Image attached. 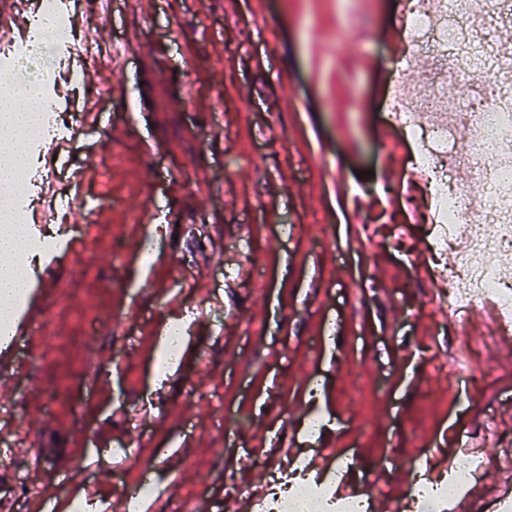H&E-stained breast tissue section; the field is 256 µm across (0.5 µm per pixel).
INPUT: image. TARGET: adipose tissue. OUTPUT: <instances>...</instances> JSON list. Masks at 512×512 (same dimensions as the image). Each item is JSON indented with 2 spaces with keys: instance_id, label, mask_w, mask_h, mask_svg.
I'll list each match as a JSON object with an SVG mask.
<instances>
[{
  "instance_id": "adipose-tissue-1",
  "label": "adipose tissue",
  "mask_w": 512,
  "mask_h": 512,
  "mask_svg": "<svg viewBox=\"0 0 512 512\" xmlns=\"http://www.w3.org/2000/svg\"><path fill=\"white\" fill-rule=\"evenodd\" d=\"M43 100L38 87L29 88L24 103L0 98V113L7 121L0 128V323L15 317L13 300L30 288V236L17 222L10 199L31 173L30 153L18 129L38 125Z\"/></svg>"
}]
</instances>
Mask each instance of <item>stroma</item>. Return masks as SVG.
<instances>
[{
    "mask_svg": "<svg viewBox=\"0 0 512 512\" xmlns=\"http://www.w3.org/2000/svg\"><path fill=\"white\" fill-rule=\"evenodd\" d=\"M397 2L73 0L72 46L93 44L101 68L59 110L99 120L57 184L62 208L90 222L66 229L77 248L51 271L42 322L71 345L20 347L0 388V466L14 477L0 500L26 486L21 512H34L43 487L69 490L71 469L107 500L151 475L146 512L198 499L223 512L225 484L268 476L262 448L315 407L331 424L319 453L356 454L358 490L389 458L382 495L396 496L410 454L468 434L482 486L498 479L512 338L477 309L467 340L482 371L456 388L458 320L410 273L431 233L423 198L385 183L400 138L385 122ZM85 162L101 180L71 178ZM178 318L188 350L165 382L154 344Z\"/></svg>",
    "mask_w": 512,
    "mask_h": 512,
    "instance_id": "35a3bbf8",
    "label": "stroma"
}]
</instances>
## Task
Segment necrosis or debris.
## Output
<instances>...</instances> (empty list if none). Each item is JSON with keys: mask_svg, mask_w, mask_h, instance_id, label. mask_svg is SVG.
Returning <instances> with one entry per match:
<instances>
[{"mask_svg": "<svg viewBox=\"0 0 512 512\" xmlns=\"http://www.w3.org/2000/svg\"><path fill=\"white\" fill-rule=\"evenodd\" d=\"M495 0H402L399 20L405 61L394 64L388 87L387 118L411 145V163L434 203L447 235L436 247L452 245L456 262L448 269V290L440 294L450 311L466 318L478 303L492 302L499 318L512 321V72H506L492 43L472 26L475 16L499 13ZM72 38L68 18L58 0H40L20 41L0 46V70L30 86L37 73L54 65L58 49ZM430 61L433 79L412 82L410 64ZM473 68L485 69L488 84L482 96H452L449 82ZM466 127L471 136L457 151L455 134ZM478 171L485 188L471 195L452 184L461 168ZM303 452L292 466L297 477L277 482L263 504L265 512H302L313 499L315 512H369L367 496L338 498L325 484L302 476ZM484 467L482 455L464 449L455 469L441 480L415 485L417 512H447L449 505L475 492Z\"/></svg>", "mask_w": 512, "mask_h": 512, "instance_id": "4bbe7bcc", "label": "necrosis or debris"}]
</instances>
